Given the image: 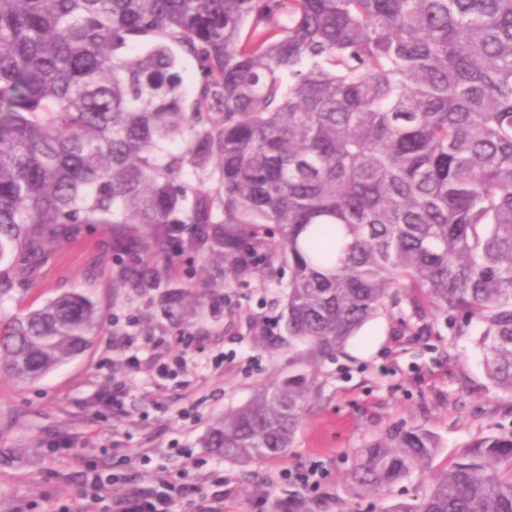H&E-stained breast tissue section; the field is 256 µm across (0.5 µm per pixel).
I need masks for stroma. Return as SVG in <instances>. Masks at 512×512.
Returning <instances> with one entry per match:
<instances>
[{
  "label": "stroma",
  "mask_w": 512,
  "mask_h": 512,
  "mask_svg": "<svg viewBox=\"0 0 512 512\" xmlns=\"http://www.w3.org/2000/svg\"><path fill=\"white\" fill-rule=\"evenodd\" d=\"M142 257L160 271L163 287H113L119 257L111 225L78 224L0 300L1 310L14 312L81 291L104 313L89 348L34 383L17 385L0 371V449L24 451L0 462V512H44L49 492L75 506L81 476L68 455L53 454L59 444L100 470L128 460V479L113 485V498L138 480L142 458L177 472L186 465L179 451L188 448L207 461L188 471L190 479L223 473L224 512H273L291 497L310 512H371L422 496L473 440L512 429V399L487 380L475 336L449 338L444 316L433 311L406 324L381 315L320 364L318 390L285 455L250 464L224 459L204 446L210 426L286 375L299 352L283 330L280 290L263 274L246 286L225 284L223 259L207 252L168 258L150 248ZM201 268L215 281L204 307L190 299L182 314L162 316L165 285L197 293ZM180 356L186 369L174 366ZM164 365L170 376H159ZM397 426L429 429L441 447L427 467L368 494L349 477L356 452ZM313 464L326 470L317 492L278 479Z\"/></svg>",
  "instance_id": "35a3bbf8"
}]
</instances>
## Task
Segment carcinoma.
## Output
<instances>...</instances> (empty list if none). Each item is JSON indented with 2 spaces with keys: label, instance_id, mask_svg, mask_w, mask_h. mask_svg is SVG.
Segmentation results:
<instances>
[{
  "label": "carcinoma",
  "instance_id": "carcinoma-1",
  "mask_svg": "<svg viewBox=\"0 0 512 512\" xmlns=\"http://www.w3.org/2000/svg\"><path fill=\"white\" fill-rule=\"evenodd\" d=\"M71 224L112 225L117 288L161 287L142 236L276 280L303 353L210 428L228 460L292 447L317 364L382 314L477 325L512 398V0H0V300ZM101 320L74 292L0 311V368L34 382ZM440 447L396 427L350 477L377 494ZM387 512H512V431Z\"/></svg>",
  "mask_w": 512,
  "mask_h": 512
}]
</instances>
